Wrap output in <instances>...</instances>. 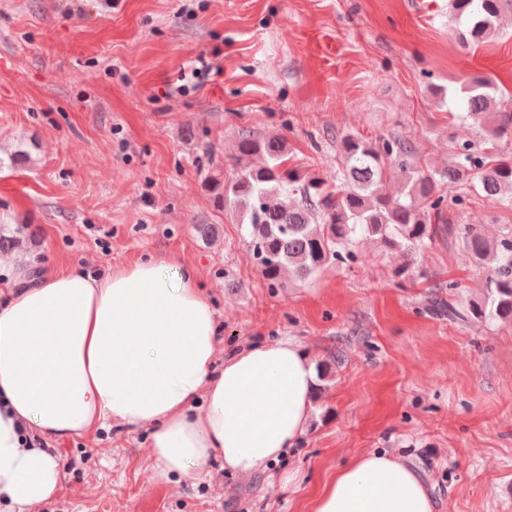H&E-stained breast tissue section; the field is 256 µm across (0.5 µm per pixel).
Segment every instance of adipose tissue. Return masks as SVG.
Listing matches in <instances>:
<instances>
[{"label":"adipose tissue","instance_id":"obj_1","mask_svg":"<svg viewBox=\"0 0 512 512\" xmlns=\"http://www.w3.org/2000/svg\"><path fill=\"white\" fill-rule=\"evenodd\" d=\"M0 512L56 494L61 465L28 431L60 442L119 421L149 432L162 475L213 460L248 478L303 436L316 372L292 339L218 359L217 320L194 267L150 256L93 274L34 272L0 256ZM312 512H434L415 467L388 451L352 456Z\"/></svg>","mask_w":512,"mask_h":512}]
</instances>
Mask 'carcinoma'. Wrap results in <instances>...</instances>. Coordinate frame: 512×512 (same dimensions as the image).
Here are the masks:
<instances>
[{
	"mask_svg": "<svg viewBox=\"0 0 512 512\" xmlns=\"http://www.w3.org/2000/svg\"><path fill=\"white\" fill-rule=\"evenodd\" d=\"M512 0H448V15L463 47H477L499 33L504 9ZM458 117L494 121L490 137L512 136V90L490 77H475L461 86ZM341 166L328 179L298 166H288V142L243 135L238 140L236 167L223 176H208L217 206L236 211L245 238L268 287L280 288L285 278L306 280L327 264L356 262L351 248L369 238L388 250L408 256L426 247L441 232L448 200L441 186L454 184L512 206V157L491 159L470 143L456 147L453 161L442 170L417 165L414 148L396 138L376 142L357 135L341 138ZM404 174L401 196L387 191L391 169ZM465 249L481 260L494 250L496 266L487 287V305L472 309L476 320L512 317V230L490 245L476 224H466Z\"/></svg>",
	"mask_w": 512,
	"mask_h": 512,
	"instance_id": "obj_1",
	"label": "carcinoma"
}]
</instances>
